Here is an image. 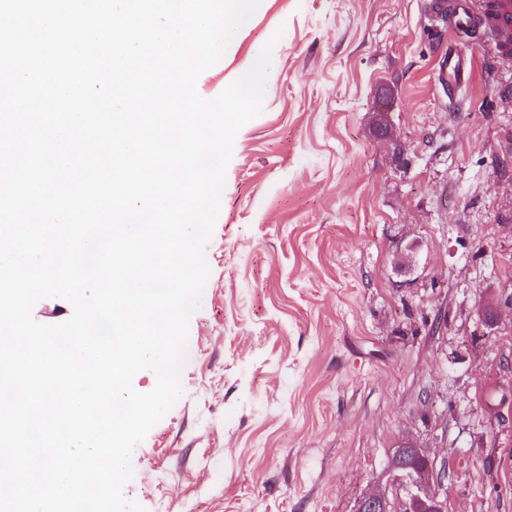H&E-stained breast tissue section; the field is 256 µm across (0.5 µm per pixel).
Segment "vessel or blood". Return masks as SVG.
Returning <instances> with one entry per match:
<instances>
[{
    "mask_svg": "<svg viewBox=\"0 0 512 512\" xmlns=\"http://www.w3.org/2000/svg\"><path fill=\"white\" fill-rule=\"evenodd\" d=\"M435 30H447L441 72L452 88L467 84L474 55L491 69L512 61V0H424Z\"/></svg>",
    "mask_w": 512,
    "mask_h": 512,
    "instance_id": "vessel-or-blood-1",
    "label": "vessel or blood"
}]
</instances>
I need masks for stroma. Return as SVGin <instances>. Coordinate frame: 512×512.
Returning <instances> with one entry per match:
<instances>
[{"mask_svg": "<svg viewBox=\"0 0 512 512\" xmlns=\"http://www.w3.org/2000/svg\"><path fill=\"white\" fill-rule=\"evenodd\" d=\"M421 3L262 0L210 68L214 97L276 42L226 168L183 394L132 455L124 493L145 512L396 507L403 442L447 512H512V111L479 59L443 91L448 43ZM378 112L403 162L372 140Z\"/></svg>", "mask_w": 512, "mask_h": 512, "instance_id": "35a3bbf8", "label": "stroma"}]
</instances>
